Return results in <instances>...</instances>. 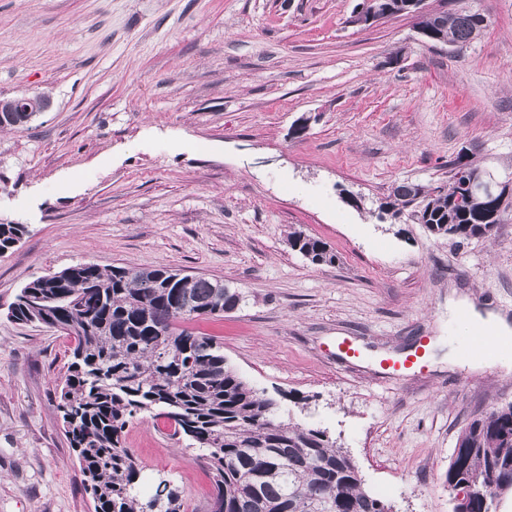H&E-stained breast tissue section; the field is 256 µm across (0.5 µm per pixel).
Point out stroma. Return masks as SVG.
I'll list each match as a JSON object with an SVG mask.
<instances>
[{
	"label": "stroma",
	"mask_w": 512,
	"mask_h": 512,
	"mask_svg": "<svg viewBox=\"0 0 512 512\" xmlns=\"http://www.w3.org/2000/svg\"><path fill=\"white\" fill-rule=\"evenodd\" d=\"M359 2L0 0V98L51 99L0 131V222L27 227L0 256V512H93L57 409L74 339L7 316L26 283L79 262L241 290L192 327L279 420L326 431L392 512H453L458 435L512 403V373L448 364L463 339L448 300L512 320V211L460 244L379 204L397 183L447 184L463 150L512 170V0H463L489 24L460 53L411 16L350 24ZM294 229L336 264L293 251ZM424 336L425 370L381 368ZM169 431L148 413L124 430L141 488L168 480L203 512L210 474Z\"/></svg>",
	"instance_id": "1"
}]
</instances>
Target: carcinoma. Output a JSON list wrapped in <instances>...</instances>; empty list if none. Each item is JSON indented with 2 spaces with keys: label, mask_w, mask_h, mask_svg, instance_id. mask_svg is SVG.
Returning a JSON list of instances; mask_svg holds the SVG:
<instances>
[{
  "label": "carcinoma",
  "mask_w": 512,
  "mask_h": 512,
  "mask_svg": "<svg viewBox=\"0 0 512 512\" xmlns=\"http://www.w3.org/2000/svg\"><path fill=\"white\" fill-rule=\"evenodd\" d=\"M388 3L392 16L418 18L427 41H446L459 52L484 32L477 10L423 14L409 0ZM480 170L459 155L448 186L401 182L379 209L394 218L409 209L436 237L490 240L505 214L469 194V176ZM26 232L24 224H0V255ZM288 244L315 265L337 261L327 243L301 231L289 233ZM243 301L221 281L165 267L82 262L21 288L9 306L11 319L75 339L58 411L94 512H180L165 480L140 499V465L122 434L142 412L168 419L173 435L207 462L213 491L205 512H386L325 431L277 420V402L227 365L221 345L185 327ZM456 447L446 481L512 483V403L471 420Z\"/></svg>",
  "instance_id": "cac0c4a2"
}]
</instances>
